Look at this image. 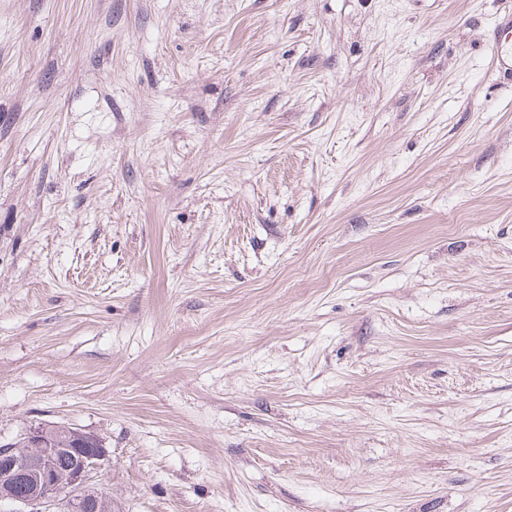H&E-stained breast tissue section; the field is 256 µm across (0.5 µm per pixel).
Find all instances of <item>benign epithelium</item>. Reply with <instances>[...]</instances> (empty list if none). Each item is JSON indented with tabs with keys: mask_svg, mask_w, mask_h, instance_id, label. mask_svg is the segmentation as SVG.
<instances>
[{
	"mask_svg": "<svg viewBox=\"0 0 512 512\" xmlns=\"http://www.w3.org/2000/svg\"><path fill=\"white\" fill-rule=\"evenodd\" d=\"M77 443L89 451L75 460L65 484L57 481L55 461L63 448L45 443L42 427L26 430V441L39 445L42 453L34 459H22L9 444H0V487L4 488L21 475L28 480L30 493L22 504L29 512H98L103 491L90 485L91 474L98 470L107 456L103 441L94 433L75 432Z\"/></svg>",
	"mask_w": 512,
	"mask_h": 512,
	"instance_id": "1",
	"label": "benign epithelium"
}]
</instances>
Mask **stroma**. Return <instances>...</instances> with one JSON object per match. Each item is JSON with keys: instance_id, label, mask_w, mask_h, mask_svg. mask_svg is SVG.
I'll return each mask as SVG.
<instances>
[{"instance_id": "1", "label": "stroma", "mask_w": 512, "mask_h": 512, "mask_svg": "<svg viewBox=\"0 0 512 512\" xmlns=\"http://www.w3.org/2000/svg\"><path fill=\"white\" fill-rule=\"evenodd\" d=\"M512 0H0V441L112 512H512ZM512 41V15L496 27L495 40L493 43V55L496 70L501 72L509 71L512 72V51L511 53H505L503 48L506 44ZM43 427L52 448L45 444ZM43 427H30L24 433V437L13 442L18 446V452L27 457H36L42 448L43 451L37 458L22 459L13 453L14 448L10 444H0V507L6 501H21L29 508V512H112V497L107 494L100 505L104 492L89 483L91 474L98 470L106 459L107 451L103 441L94 433L75 432V437L79 438L76 441L78 444L92 447L85 455L75 460V451H65L72 448L74 431L77 428L65 424H44ZM25 438L27 442L37 444L40 448L25 443ZM55 461L60 477H65L70 469L63 485L57 481ZM20 474L28 480L29 485L24 480H18L8 487V493L16 499L2 494L3 488ZM29 486L31 490L28 498L18 500L27 497Z\"/></svg>"}]
</instances>
